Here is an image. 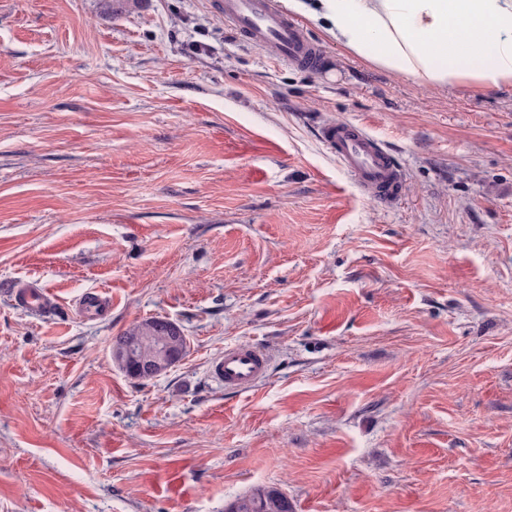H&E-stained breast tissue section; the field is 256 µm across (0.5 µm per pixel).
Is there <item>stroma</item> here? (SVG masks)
I'll list each match as a JSON object with an SVG mask.
<instances>
[{"label":"stroma","instance_id":"35a3bbf8","mask_svg":"<svg viewBox=\"0 0 512 512\" xmlns=\"http://www.w3.org/2000/svg\"><path fill=\"white\" fill-rule=\"evenodd\" d=\"M240 40L212 0H0V512H512V88ZM367 128L373 201L318 139ZM46 289L47 310L11 298ZM104 290L112 308L76 305ZM177 324L141 383L112 339ZM271 356L232 393L225 346ZM321 142L363 191L375 199L400 196L404 178L386 147L364 128L346 121L322 124ZM15 305L30 313H38L48 302V293L43 288H37L26 283H18L12 290ZM112 305V297L104 291H96L83 296L78 303V312L83 318L99 316ZM269 359L268 351L257 344L229 345L210 362L211 375L225 390L250 391L267 375ZM235 505V511L227 507ZM225 512H293L288 496L277 488L260 487L228 503Z\"/></svg>","mask_w":512,"mask_h":512}]
</instances>
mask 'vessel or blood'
<instances>
[{
	"instance_id": "b4317fda",
	"label": "vessel or blood",
	"mask_w": 512,
	"mask_h": 512,
	"mask_svg": "<svg viewBox=\"0 0 512 512\" xmlns=\"http://www.w3.org/2000/svg\"><path fill=\"white\" fill-rule=\"evenodd\" d=\"M214 8L225 24L247 42L270 48L276 56L298 67L311 69L318 65L320 47L309 40L295 21L279 11L272 0H215ZM318 135L368 195L376 199L400 196L404 186L400 166L386 147L364 128L336 121L320 125ZM12 297L15 305L30 313L40 312L48 302L45 289L26 283L15 285ZM111 304V296L96 291L80 299L78 311L82 317L93 318ZM210 368L212 377L225 389L246 392L265 378L269 353L254 343L229 345L211 361Z\"/></svg>"
}]
</instances>
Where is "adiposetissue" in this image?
<instances>
[{
	"label": "adipose tissue",
	"instance_id": "ef3b65f1",
	"mask_svg": "<svg viewBox=\"0 0 512 512\" xmlns=\"http://www.w3.org/2000/svg\"><path fill=\"white\" fill-rule=\"evenodd\" d=\"M346 54L426 89L512 87V0H282Z\"/></svg>",
	"mask_w": 512,
	"mask_h": 512
}]
</instances>
